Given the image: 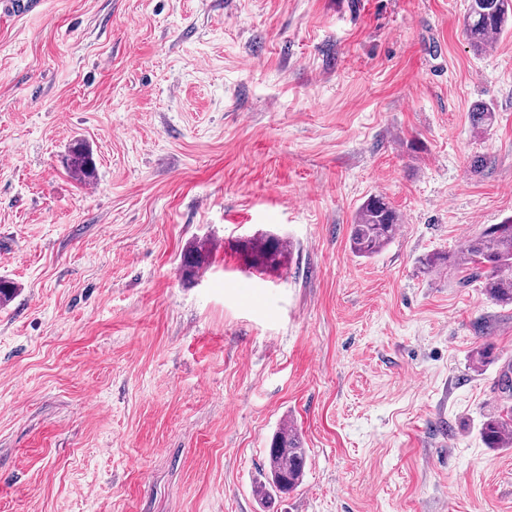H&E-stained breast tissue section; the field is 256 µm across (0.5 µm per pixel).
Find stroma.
<instances>
[{"mask_svg": "<svg viewBox=\"0 0 512 512\" xmlns=\"http://www.w3.org/2000/svg\"><path fill=\"white\" fill-rule=\"evenodd\" d=\"M465 8L0 2V512H512V307L419 264L512 217V30L475 53ZM262 234L289 263L246 268ZM288 420L304 482L259 499ZM68 166L80 182L89 183L94 178L95 165L90 150L83 141L77 140L72 144ZM400 215L382 195L369 197L358 208L351 224L350 250L359 257H372L391 243L400 227ZM211 252L206 244L201 243L193 247L192 251L184 256L182 269L187 277H195L201 269L209 264ZM481 436L490 448H506L512 445V405L503 404L497 413L482 424Z\"/></svg>", "mask_w": 512, "mask_h": 512, "instance_id": "1", "label": "stroma"}]
</instances>
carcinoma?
<instances>
[{"mask_svg":"<svg viewBox=\"0 0 512 512\" xmlns=\"http://www.w3.org/2000/svg\"><path fill=\"white\" fill-rule=\"evenodd\" d=\"M512 23V0H467L463 15V32L473 49L487 50L489 38L501 34ZM475 128L491 125L494 115L486 104L476 105L471 112ZM68 166L81 182L94 178L95 165L90 150L80 140L70 148ZM400 227V215L381 195L369 197L358 208L351 224L350 250L359 257H372L391 243ZM245 264L264 272L278 268L291 246L274 236H259L242 244ZM211 252L206 244L193 247L184 256L182 269L187 277H195L209 264ZM454 263L471 279L482 283L485 294L499 305L512 306V220L492 224L479 236L472 237L464 249L454 256ZM448 264V255L432 253L420 261L425 274L441 270ZM481 436L490 448L512 445V405L500 406L497 413L482 424ZM301 433L294 424H284L274 433L268 448V469L265 479L255 489L264 499L272 494L288 495L302 485L308 461Z\"/></svg>","mask_w":512,"mask_h":512,"instance_id":"obj_1","label":"carcinoma"}]
</instances>
